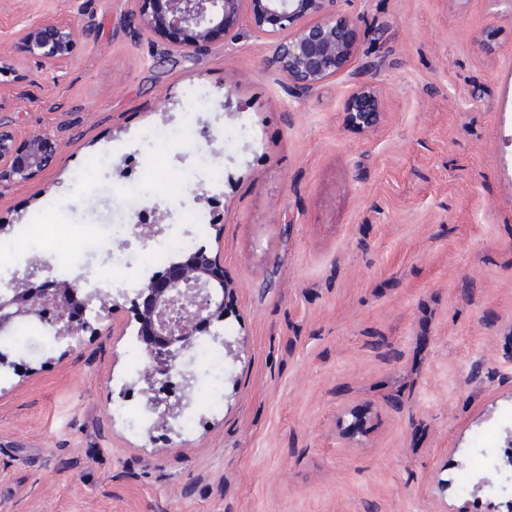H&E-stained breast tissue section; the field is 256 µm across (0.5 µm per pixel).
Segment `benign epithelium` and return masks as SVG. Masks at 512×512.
<instances>
[{
	"label": "benign epithelium",
	"instance_id": "benign-epithelium-1",
	"mask_svg": "<svg viewBox=\"0 0 512 512\" xmlns=\"http://www.w3.org/2000/svg\"><path fill=\"white\" fill-rule=\"evenodd\" d=\"M336 0H159L157 8L140 16L148 34L173 35L179 48L195 50L217 35H236L243 11H249L253 28L278 39L272 66L297 88L309 92L336 76L355 51L353 23L336 13ZM312 16L314 20L303 22ZM30 53L56 68L75 57L78 34L66 19L48 18L20 32ZM349 111L361 124L371 122L379 111L375 93L365 88L350 101ZM57 155L56 140L46 133H32L17 153L16 138L0 122V192L43 171ZM179 275L160 288L154 280L130 299V313L138 324L148 363L141 380L146 384L147 407L156 420L150 429L173 430V422L189 408V391L196 377L180 368L196 340L224 320V264L201 246L182 256ZM50 267L32 260L24 271L0 292V334L18 322L43 326L57 338L76 337L94 331L89 319L77 315L98 301L111 311L100 291L80 287V279L58 281ZM180 376L181 393L172 397L164 387Z\"/></svg>",
	"mask_w": 512,
	"mask_h": 512
}]
</instances>
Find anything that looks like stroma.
<instances>
[{
  "label": "stroma",
  "instance_id": "35a3bbf8",
  "mask_svg": "<svg viewBox=\"0 0 512 512\" xmlns=\"http://www.w3.org/2000/svg\"><path fill=\"white\" fill-rule=\"evenodd\" d=\"M142 7L0 0V120L60 146L0 194V246L115 298L117 259H149L134 224L207 210L237 355L219 407L177 434L117 410L146 402L120 394L125 310L13 350L0 512H489L460 478L512 429V0H336L356 52L307 93L250 21L188 53L141 32ZM58 17L80 32L61 69L19 38ZM366 86L380 111L361 127ZM187 123L211 132L137 143ZM173 180L177 203L157 193ZM349 112L361 124L370 123L379 112V103L375 93L365 88L358 92L350 101Z\"/></svg>",
  "mask_w": 512,
  "mask_h": 512
}]
</instances>
